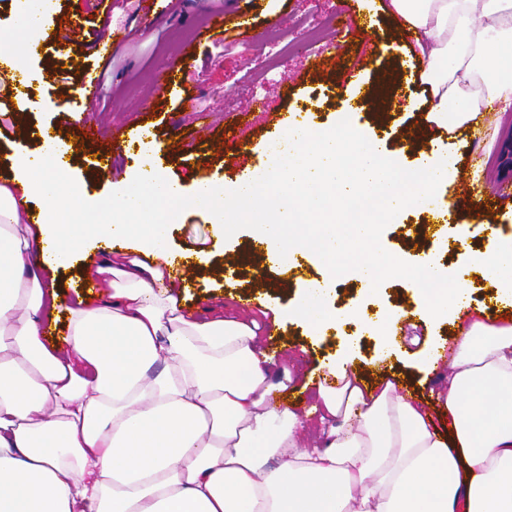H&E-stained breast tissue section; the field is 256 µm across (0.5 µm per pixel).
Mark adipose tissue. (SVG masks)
I'll return each mask as SVG.
<instances>
[{"instance_id": "ef3b65f1", "label": "adipose tissue", "mask_w": 512, "mask_h": 512, "mask_svg": "<svg viewBox=\"0 0 512 512\" xmlns=\"http://www.w3.org/2000/svg\"><path fill=\"white\" fill-rule=\"evenodd\" d=\"M52 0H16L15 52L37 41ZM415 37L429 122L472 129L488 105L512 107V0H390ZM287 155L246 183H197L184 195L144 167L115 193L88 197L46 146L20 148L0 180V512H512V326L459 327L437 403L447 430L393 383L367 385L346 365L319 386L323 439L302 447L301 421L274 381L253 321L191 310L169 288L170 225L185 207L232 223L248 204L253 239L280 262L306 250L317 284L274 312L321 337L358 309L332 307L347 264L375 283L395 254L362 258L377 223L402 207L442 208L448 156L439 145L408 166L354 127L288 130ZM348 194L354 224L325 213L306 236L298 210ZM44 221L22 233L31 208ZM99 254V290L62 308L39 272ZM465 262L512 299V234ZM430 262L415 273L420 311L439 320L465 298ZM64 317L59 344L44 322Z\"/></svg>"}]
</instances>
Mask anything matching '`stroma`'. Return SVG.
<instances>
[{
	"mask_svg": "<svg viewBox=\"0 0 512 512\" xmlns=\"http://www.w3.org/2000/svg\"><path fill=\"white\" fill-rule=\"evenodd\" d=\"M170 11L157 24L141 22L143 9L150 0H112L111 13H104L97 0H54L39 37V51L26 59L28 75L44 89V104L30 114L33 125L48 124L64 134L65 144H72L86 119L103 128L119 130L118 142L112 145L113 169L86 173L81 159H74L73 178L84 180L90 194H108L116 188L118 174L138 171L143 152L159 155L161 171L178 182L184 192H191L194 182L210 179L223 183H239L247 179L263 163L261 148L265 137H281L278 117L286 111L287 91L304 92L317 88L331 71L332 61H344L360 52L381 49L382 62L388 67L407 63L414 43L389 12L378 13L372 29L351 41H332L328 33L338 19L347 17L354 0H165ZM239 7L255 16L252 40L238 41L232 30H225L223 41L205 40L199 48L196 65L183 73L185 85L194 95L195 110L207 115V128H200L192 113L175 111L172 101L157 90L153 73L159 66L178 62L183 45L198 27L207 24L216 13ZM88 15L89 22L75 40H62L56 28L64 15L73 11ZM123 28L128 39L116 48L110 65L102 69L101 89L93 104L81 112L57 108L61 89L72 86L81 66L90 64L91 56L83 52L84 43L94 39L103 29ZM416 107L410 111H349L348 93L339 88L332 100L308 118L311 126H334L342 121L362 128L380 139L390 152L401 153L406 164L421 161L431 143L441 133L425 127L426 99L423 85L412 87ZM249 110L251 129L244 137L252 143L250 158L238 155L224 143V124L241 110ZM153 128L151 145L131 142L130 135L139 126ZM421 127L415 141H407L403 132ZM178 143L175 157L165 155V148ZM498 144L485 147L470 134L456 136L448 146L450 175L440 193L452 200L454 215L450 223L428 227V243L408 246L404 236L408 226L424 223L426 214L406 208L390 222L378 227V247L402 253L405 265L415 267L432 260L449 270L448 285L463 288L473 306L482 308L483 318L505 323L502 312L483 308L490 290L480 272L472 268L456 274L460 244L471 250H482L488 242L486 231L474 228L465 203L456 201L454 190L460 182L470 180L473 170H480L478 187L488 201V218L500 229L512 225V180L502 177L498 161ZM211 215L184 210L171 226V245L178 250H195L201 262L193 272L196 282L192 290L198 306L223 305L225 313L243 314L257 320L265 342L279 366L290 368L293 385H301L315 370L320 356L337 353L346 356L350 369L375 385L395 380L398 389L411 393L430 412L435 425L448 426V415L430 397L431 382L422 370L428 346L451 340L457 324L453 320L432 321L417 316L401 324L398 352L390 362H382L385 352L375 336L358 323L349 321L322 336L317 351H310L311 338L303 326L286 320L273 324L262 316L259 308L242 309V295L252 291L254 268L264 267L263 257H255L253 269L244 271L236 283L224 281V263L247 250L251 243L253 221L240 218L232 234L220 235ZM337 307H358L375 314L391 307L415 302L409 278L400 272H386L380 286L366 284L353 271L346 269L335 285Z\"/></svg>",
	"mask_w": 512,
	"mask_h": 512,
	"instance_id": "1",
	"label": "stroma"
}]
</instances>
